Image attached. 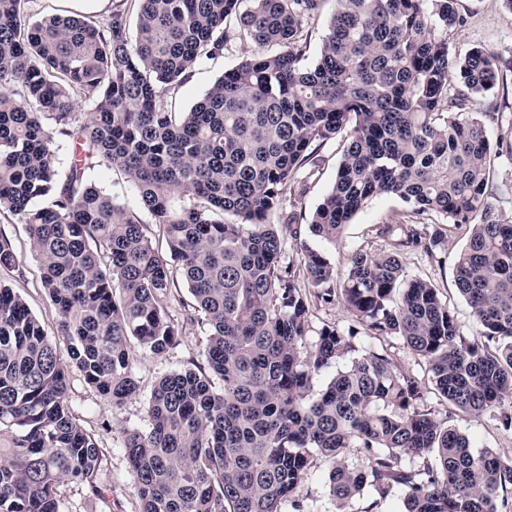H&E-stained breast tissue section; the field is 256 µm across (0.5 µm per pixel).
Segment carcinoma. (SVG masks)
Wrapping results in <instances>:
<instances>
[{"instance_id":"carcinoma-1","label":"carcinoma","mask_w":512,"mask_h":512,"mask_svg":"<svg viewBox=\"0 0 512 512\" xmlns=\"http://www.w3.org/2000/svg\"><path fill=\"white\" fill-rule=\"evenodd\" d=\"M324 2L119 0L99 20L35 19L33 0H0V211L26 226L71 364L113 404L137 392L131 342L155 355L174 345L178 284L192 297L187 319L206 327L203 362L162 376L148 429L125 434L140 512H282L315 460L337 512L397 488L404 512H512V458L474 450L452 414L427 407L416 376L355 342L402 340L454 410L496 411L512 429V217L487 201L512 131L493 144L497 107L471 111L499 82L495 55H451L459 0H335L310 62ZM231 33L256 52L175 111L177 89ZM340 134L331 191L308 217L285 210ZM58 140L74 147L63 172ZM102 166L135 186L177 266L89 182ZM384 195L408 206L377 230L391 251L356 252L341 282L305 244L285 254L282 228L334 243ZM432 213L469 232L455 285L475 334L432 281L405 276L402 255L432 257L443 243ZM16 265L1 237L0 270ZM336 303L353 325L308 342L312 310ZM345 357L313 394L314 377ZM68 379L26 300L0 282V512H62L63 478L104 497L103 449ZM350 448L368 469L348 464Z\"/></svg>"}]
</instances>
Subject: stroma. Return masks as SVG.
I'll list each match as a JSON object with an SVG mask.
<instances>
[{
  "label": "stroma",
  "instance_id": "1",
  "mask_svg": "<svg viewBox=\"0 0 512 512\" xmlns=\"http://www.w3.org/2000/svg\"><path fill=\"white\" fill-rule=\"evenodd\" d=\"M460 10L467 24L450 41L453 55L464 56L471 49L483 47L494 52L502 85L493 92L477 99L475 111L488 105L497 106L500 112L498 124L488 129L489 139H497L501 129L512 127V10L503 0H461ZM255 47L252 43L231 37L223 58L200 66L193 76L174 95L176 108L188 110L200 101L210 85L238 62L250 56ZM320 154L323 163L309 191L292 200L294 208L312 214L331 190L336 180V169L341 157L337 142L327 143ZM91 179L128 212L138 214L144 224L152 218L144 212L137 189L127 183L116 171L100 168ZM404 209L403 203L394 196H382L370 201L359 211L343 230L336 243H329L315 236H305V244L322 252L336 269L337 276H344L352 255L359 250L372 253L389 252V242L377 233L379 226L398 221ZM0 235L11 241L18 265L11 271H0V279L8 282L28 303L32 313L42 322L49 338L55 339L59 351H66L65 341L57 337L58 315L42 284L41 266L30 248L26 228L10 213H0ZM467 244L466 236L448 235L435 258L424 253L404 254L402 262L408 277H421L433 281L440 288L444 300L454 311L465 332H475L476 326L470 309L459 295L454 284V264L457 255ZM177 300L170 312L179 324V335L174 345L164 354L155 355L137 348L133 351V373L139 391L122 405L99 395L89 387L77 369H70L68 396L75 413L85 429L92 433L104 450L101 480L108 492L105 499L88 498L82 487L70 479H62L59 495L65 512H139L140 502L131 485L130 467L122 448L126 432L147 429V400L157 380L164 374L189 368L200 362L206 339L202 325L184 320L182 300L188 299L186 288H178ZM453 424L471 441L474 449H490L505 457H512V430L504 429L496 414L487 413L475 418L463 413L454 415ZM296 498L302 499L306 512H336V506L328 492V471L322 464L311 467L299 484Z\"/></svg>",
  "mask_w": 512,
  "mask_h": 512
}]
</instances>
